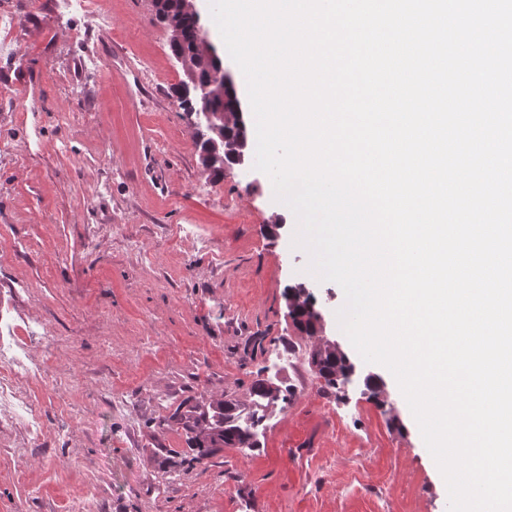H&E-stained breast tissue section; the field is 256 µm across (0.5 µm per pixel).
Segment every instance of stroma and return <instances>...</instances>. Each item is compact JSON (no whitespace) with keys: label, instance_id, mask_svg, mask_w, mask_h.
I'll list each match as a JSON object with an SVG mask.
<instances>
[{"label":"stroma","instance_id":"1","mask_svg":"<svg viewBox=\"0 0 512 512\" xmlns=\"http://www.w3.org/2000/svg\"><path fill=\"white\" fill-rule=\"evenodd\" d=\"M0 0V315L49 365L31 394L42 435L27 447L0 429V512H71L98 493L103 512H448L445 482L393 375L362 360L339 328L342 288L300 279L307 253L248 165L206 180L166 27L153 0H103L105 30L64 0H29L26 28ZM112 70L105 78L103 70ZM82 113L63 124L71 86ZM91 224H121L128 248ZM180 227L177 236L169 228ZM304 285L326 336L356 366L346 394L303 393L319 377L288 317ZM294 364L253 450L196 459L163 420L184 400L245 397L286 347ZM381 377L394 411L364 385ZM130 410L109 412L102 387Z\"/></svg>","mask_w":512,"mask_h":512}]
</instances>
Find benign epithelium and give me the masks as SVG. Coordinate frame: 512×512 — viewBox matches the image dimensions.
Instances as JSON below:
<instances>
[{
    "mask_svg": "<svg viewBox=\"0 0 512 512\" xmlns=\"http://www.w3.org/2000/svg\"><path fill=\"white\" fill-rule=\"evenodd\" d=\"M181 6L195 20L197 38L193 53L175 51L173 57L186 77L184 86L187 92L202 103L201 107H192L185 112L187 126L195 135L196 142L203 146L199 153L201 167L206 170L227 154L231 159L230 168H241L248 164L252 153L249 136L245 135L248 116L242 102L237 98L230 108L222 112L208 106L211 100L223 97L234 89L235 79L224 66L213 67L219 55L194 5L181 0ZM311 313L316 326L314 336L320 338L322 349L341 352L336 342L325 336L322 310L313 306Z\"/></svg>",
    "mask_w": 512,
    "mask_h": 512,
    "instance_id": "1",
    "label": "benign epithelium"
}]
</instances>
